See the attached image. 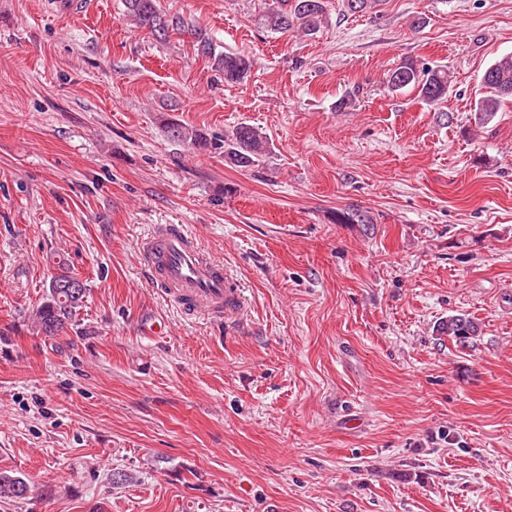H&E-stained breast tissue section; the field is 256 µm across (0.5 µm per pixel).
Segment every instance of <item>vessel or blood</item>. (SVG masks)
I'll return each instance as SVG.
<instances>
[{"mask_svg":"<svg viewBox=\"0 0 512 512\" xmlns=\"http://www.w3.org/2000/svg\"><path fill=\"white\" fill-rule=\"evenodd\" d=\"M149 253L152 271L184 305L203 313H237L239 298L227 283L223 264L204 259L179 230L156 238Z\"/></svg>","mask_w":512,"mask_h":512,"instance_id":"1","label":"vessel or blood"}]
</instances>
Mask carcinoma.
Returning <instances> with one entry per match:
<instances>
[{
    "instance_id": "cac0c4a2",
    "label": "carcinoma",
    "mask_w": 512,
    "mask_h": 512,
    "mask_svg": "<svg viewBox=\"0 0 512 512\" xmlns=\"http://www.w3.org/2000/svg\"><path fill=\"white\" fill-rule=\"evenodd\" d=\"M326 0H277V6L267 15L271 29L286 32L293 28L311 32L320 27L326 13ZM128 15L135 24L153 35L164 36L170 31L185 27L184 21L175 15L161 11L159 0H125ZM198 51L212 61L214 70L224 76V83L237 84L244 80L251 61L243 55L216 51L205 30H194ZM482 83L488 95L480 100L476 113L482 123L491 121L502 100L512 99V54L497 59L483 74ZM392 89L412 88L418 97L431 105L448 97L452 81L448 71L440 66H417L408 61L397 67L389 77ZM171 137L183 141L198 150L224 154V161L233 167L250 169L261 161L268 151V141L262 131L247 124H240L218 138L206 132L172 123L168 126ZM338 224H368L369 217L357 208L342 211L336 218ZM87 288L69 266L60 261L50 277L42 302L29 319L30 330L36 334L55 336L62 333L82 307ZM438 332L455 339L460 345L470 342L478 333L476 323L463 314L451 315L438 326ZM34 487L21 476L0 473V499L22 501Z\"/></svg>"
}]
</instances>
